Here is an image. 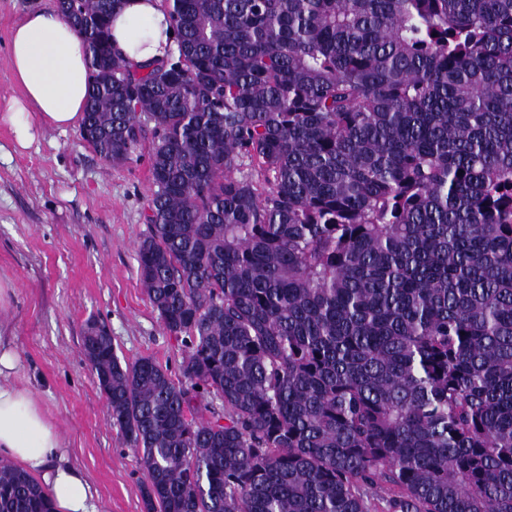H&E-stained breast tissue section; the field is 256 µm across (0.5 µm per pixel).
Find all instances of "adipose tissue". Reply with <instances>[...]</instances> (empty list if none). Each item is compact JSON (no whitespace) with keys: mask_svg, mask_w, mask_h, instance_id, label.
Masks as SVG:
<instances>
[{"mask_svg":"<svg viewBox=\"0 0 512 512\" xmlns=\"http://www.w3.org/2000/svg\"><path fill=\"white\" fill-rule=\"evenodd\" d=\"M113 46L132 64L148 65L175 46L161 0H125L112 23ZM10 80L20 90L0 123L28 147L36 124L76 125L84 111L88 68L81 38L54 9L29 11L12 29ZM0 461L27 472L52 495L57 512H98V491L66 455L58 426L27 376L9 321L0 320Z\"/></svg>","mask_w":512,"mask_h":512,"instance_id":"ef3b65f1","label":"adipose tissue"}]
</instances>
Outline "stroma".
I'll list each match as a JSON object with an SVG mask.
<instances>
[{
    "label": "stroma",
    "instance_id": "stroma-1",
    "mask_svg": "<svg viewBox=\"0 0 512 512\" xmlns=\"http://www.w3.org/2000/svg\"><path fill=\"white\" fill-rule=\"evenodd\" d=\"M53 0H0V108L18 95L9 76L12 28ZM149 143L138 161L104 162L78 127H41L19 148L0 124V280L6 312L35 389L65 439L70 462L98 490L100 512H145L138 455L113 427L81 356L88 319L106 324L121 358L151 356L177 369L181 344L165 333L139 283L147 231Z\"/></svg>",
    "mask_w": 512,
    "mask_h": 512
}]
</instances>
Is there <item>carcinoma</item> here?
<instances>
[{"label": "carcinoma", "mask_w": 512, "mask_h": 512, "mask_svg": "<svg viewBox=\"0 0 512 512\" xmlns=\"http://www.w3.org/2000/svg\"><path fill=\"white\" fill-rule=\"evenodd\" d=\"M122 0H57L81 139L137 159L139 280L179 377L81 354L146 512H512V0H167L176 47L112 50ZM0 512H55L0 462Z\"/></svg>", "instance_id": "cac0c4a2"}]
</instances>
